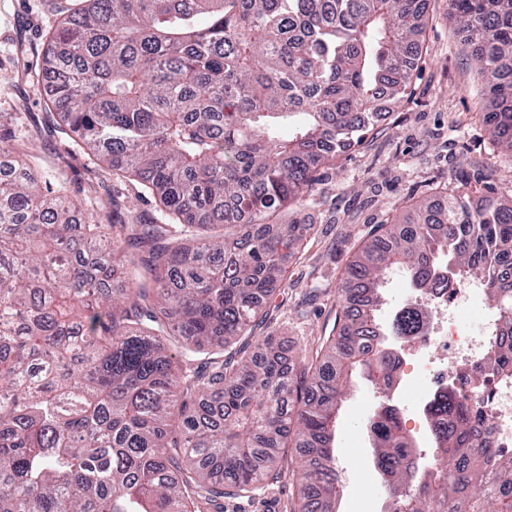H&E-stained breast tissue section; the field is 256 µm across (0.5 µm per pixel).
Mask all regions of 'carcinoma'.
<instances>
[{
  "label": "carcinoma",
  "instance_id": "carcinoma-1",
  "mask_svg": "<svg viewBox=\"0 0 512 512\" xmlns=\"http://www.w3.org/2000/svg\"><path fill=\"white\" fill-rule=\"evenodd\" d=\"M422 0H83L47 35L41 72L92 165L128 174L171 224L83 213L42 187L38 156L0 143V512H224L278 480L294 434L300 512H337L336 431L363 373L386 393L427 315L380 319L387 278L416 293L487 282L512 333V199L442 193L380 225L346 267L344 328L318 363L224 352L250 333L304 224V201L403 98L422 54ZM512 157V0H450ZM182 349V358L170 353ZM487 361L512 373V349ZM425 459L391 406L367 430L386 512H512V450L485 439L457 389L424 409Z\"/></svg>",
  "mask_w": 512,
  "mask_h": 512
}]
</instances>
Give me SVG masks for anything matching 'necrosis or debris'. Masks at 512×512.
Listing matches in <instances>:
<instances>
[{
  "mask_svg": "<svg viewBox=\"0 0 512 512\" xmlns=\"http://www.w3.org/2000/svg\"><path fill=\"white\" fill-rule=\"evenodd\" d=\"M484 291L483 282L470 280L423 297L432 319L423 334L409 344L420 377L417 401L425 403L448 382H455L482 411L492 446L512 448V377L493 375L484 363L490 339L500 334L494 314L484 309ZM465 308L481 312L479 326L471 333L459 326Z\"/></svg>",
  "mask_w": 512,
  "mask_h": 512,
  "instance_id": "necrosis-or-debris-1",
  "label": "necrosis or debris"
}]
</instances>
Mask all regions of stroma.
<instances>
[{"label": "stroma", "mask_w": 512, "mask_h": 512, "mask_svg": "<svg viewBox=\"0 0 512 512\" xmlns=\"http://www.w3.org/2000/svg\"><path fill=\"white\" fill-rule=\"evenodd\" d=\"M71 6L72 0H0V137L34 148L41 181L80 178L76 200L84 209L104 214L127 206L145 223H164L155 200L136 181L94 176L84 171L81 157L67 153L71 141L48 107L40 66L46 35ZM448 9V0H426L422 58L407 96L391 107L386 121L335 166L319 170L302 204L272 216V223L306 224L310 231L297 251L285 255V278L267 300L263 323L244 341L246 350L258 349L271 335L288 359L320 353L340 328L345 268L377 225L446 189L474 204L483 193L512 196V159L490 140L482 121L488 107L483 81ZM384 400L361 375L343 404L336 437L340 512L385 503L365 429ZM281 464L279 480L251 497L225 500L224 512H298L294 448H286Z\"/></svg>", "instance_id": "35a3bbf8"}]
</instances>
